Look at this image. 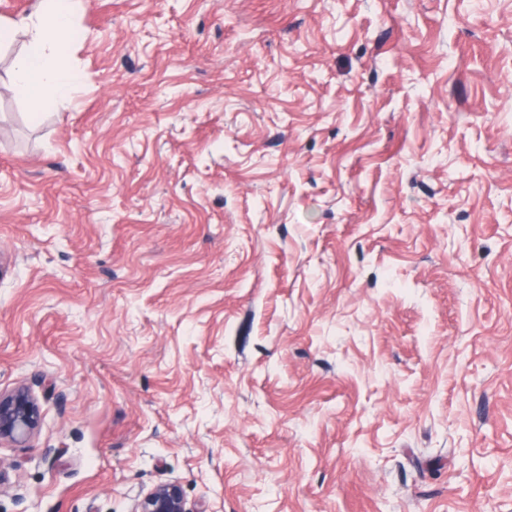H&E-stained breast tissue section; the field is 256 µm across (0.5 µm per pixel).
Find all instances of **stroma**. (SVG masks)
I'll return each mask as SVG.
<instances>
[{"label":"stroma","mask_w":512,"mask_h":512,"mask_svg":"<svg viewBox=\"0 0 512 512\" xmlns=\"http://www.w3.org/2000/svg\"><path fill=\"white\" fill-rule=\"evenodd\" d=\"M0 50V512H512V0H80ZM75 0H39L27 15L15 20L0 19L2 32L22 31L27 40L15 59L9 90L32 100L53 101L69 97L89 77L65 65L62 50L73 25ZM39 420V407L26 391L18 390L7 396L0 394V439L25 442ZM135 512H197L187 506L182 488L177 483L160 485L142 497Z\"/></svg>","instance_id":"1"}]
</instances>
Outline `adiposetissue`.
Listing matches in <instances>:
<instances>
[{
    "label": "adipose tissue",
    "instance_id": "obj_1",
    "mask_svg": "<svg viewBox=\"0 0 512 512\" xmlns=\"http://www.w3.org/2000/svg\"><path fill=\"white\" fill-rule=\"evenodd\" d=\"M75 0H37L33 10L15 20L0 19V30L23 32L26 42L15 59L9 89L15 95L54 101L69 97L86 81L84 72L65 65L62 50L73 25Z\"/></svg>",
    "mask_w": 512,
    "mask_h": 512
}]
</instances>
